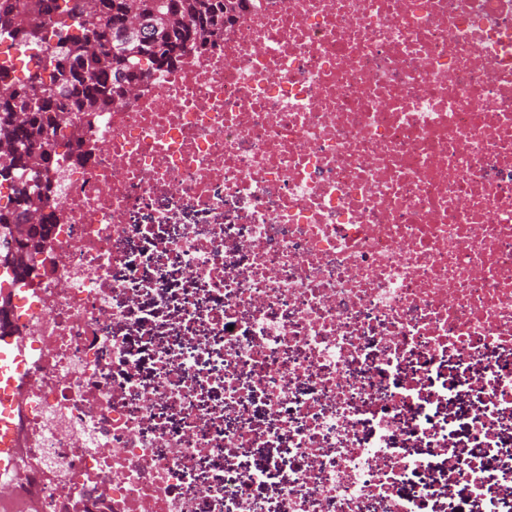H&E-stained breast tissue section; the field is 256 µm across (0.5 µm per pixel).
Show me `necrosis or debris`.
<instances>
[{"label": "necrosis or debris", "mask_w": 512, "mask_h": 512, "mask_svg": "<svg viewBox=\"0 0 512 512\" xmlns=\"http://www.w3.org/2000/svg\"><path fill=\"white\" fill-rule=\"evenodd\" d=\"M78 137L102 148L60 160L51 273L0 269V512H416L412 472L452 451L500 512L512 0H250ZM444 360L466 440L427 425Z\"/></svg>", "instance_id": "obj_1"}]
</instances>
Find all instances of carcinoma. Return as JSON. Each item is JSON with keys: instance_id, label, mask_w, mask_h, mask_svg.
<instances>
[{"instance_id": "obj_1", "label": "carcinoma", "mask_w": 512, "mask_h": 512, "mask_svg": "<svg viewBox=\"0 0 512 512\" xmlns=\"http://www.w3.org/2000/svg\"><path fill=\"white\" fill-rule=\"evenodd\" d=\"M247 0H0V35L19 37L38 46L51 61L24 64L22 76L8 62L0 64V85L16 86L0 94V139L23 151L0 159V170L15 169L17 177L53 152V137L77 119L92 123L98 113L121 104L123 85L138 83L150 71L166 72L190 52L224 35L246 7ZM141 19L138 34H125V21ZM17 112L25 113L14 120ZM0 214L20 220L38 205L26 181L11 187ZM52 225L42 224L24 239L0 233V256L12 257L13 280L33 271Z\"/></svg>"}]
</instances>
